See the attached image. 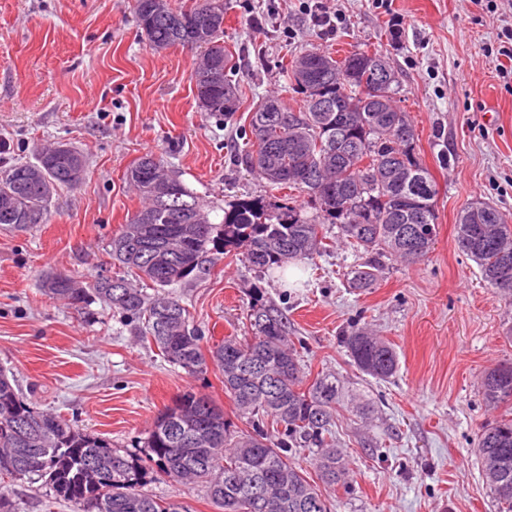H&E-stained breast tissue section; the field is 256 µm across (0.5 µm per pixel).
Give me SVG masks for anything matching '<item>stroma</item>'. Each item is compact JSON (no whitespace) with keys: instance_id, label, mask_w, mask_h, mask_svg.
I'll list each match as a JSON object with an SVG mask.
<instances>
[{"instance_id":"obj_1","label":"stroma","mask_w":512,"mask_h":512,"mask_svg":"<svg viewBox=\"0 0 512 512\" xmlns=\"http://www.w3.org/2000/svg\"><path fill=\"white\" fill-rule=\"evenodd\" d=\"M224 3L223 41L241 90L225 121L198 107L195 51L153 49L133 0H0V156L31 162L67 142L87 160L79 186L55 191L46 223L27 233L0 226V368L35 408L121 450L142 452L157 415L189 390L246 428L216 370L187 374L111 309L45 295L40 276L62 272L85 285L113 273L108 243L142 205L125 172L145 154L195 189L213 222L241 198L272 207L291 200L316 215L313 198L272 188L242 165L250 112L262 97L295 107L286 65L305 51L378 50L403 82L401 107L437 183L428 261L387 260L375 288L360 293L347 286L356 258L341 242L291 284L253 270L240 247L171 292L210 344L250 335V307L274 306L310 374L343 382L349 401L336 435L350 479L326 490L332 512H497L475 443L501 415L480 385L512 362V303L495 297L459 250L456 224L475 200L512 219V76H501L495 56L499 33L512 26V0H324L336 16L331 31L312 20L306 0ZM357 324L395 349L389 380L350 361L340 336ZM354 397L373 407L367 425L355 421ZM12 492L19 512H71L42 483L18 482Z\"/></svg>"}]
</instances>
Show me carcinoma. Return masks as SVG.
Returning a JSON list of instances; mask_svg holds the SVG:
<instances>
[{"instance_id":"1","label":"carcinoma","mask_w":512,"mask_h":512,"mask_svg":"<svg viewBox=\"0 0 512 512\" xmlns=\"http://www.w3.org/2000/svg\"><path fill=\"white\" fill-rule=\"evenodd\" d=\"M203 2L183 9L170 0H134L133 9L154 48L203 50L191 76L198 106L210 117L230 118L240 95L229 79L233 57L219 44L224 0H211L213 7L201 19ZM386 60L378 51H353L336 59L309 50L296 58L292 76L302 94L298 109L269 98L257 104L249 120L252 150L243 161L270 185L315 197L320 214L305 216L291 204L272 211L259 199L240 200L224 211V248L246 246L248 263L265 273L312 260L324 246V225L333 224L337 238L361 255L362 262L346 273L348 286L359 292L377 283L383 259L409 263L410 229H419L413 248L429 257L436 239L425 227L436 225L437 184L418 156L416 141L397 135L398 127H411L406 112L395 105L402 82L394 75L385 105L372 101L368 92L375 68ZM317 97L333 100L335 110L317 111ZM47 157L45 149L31 163L0 167L1 226L26 232L31 212L45 223L52 200L46 184L56 189L81 181L69 170L59 175ZM370 171L378 177L368 178ZM126 180L144 204L110 242L116 276L101 275L80 287L72 279L60 284L57 274L47 273L41 287L74 307L94 301L108 306L166 361L191 375L217 369L224 394L251 430L233 429L215 401L186 392L158 414L147 432L144 447L157 467L152 475L140 456L34 408L0 369V512H18L10 484L34 480L44 481L73 512H189L180 502L143 491L157 476L201 488L218 512H330L318 486L290 453L313 449L317 479L333 489L345 484L347 462L336 448L334 430L345 397L340 380L323 372L308 380L283 315L263 304L250 309L253 336H228L203 348L188 309L164 288L206 275L218 261L208 248L214 241L209 214L198 193L170 176L153 154L138 158ZM164 180L171 182L172 193L161 197L157 186ZM199 222L204 232L179 250L188 225ZM456 238L494 294L511 302L512 224L506 216L489 202H471L460 212ZM146 286L159 292L150 296ZM342 343L364 374L384 381L396 373L395 350L367 328H351ZM481 389L488 405L506 408L479 434L477 448L498 512H512V363L488 371ZM40 434L51 435L53 442H34ZM103 457L115 460L110 476L94 466Z\"/></svg>"}]
</instances>
